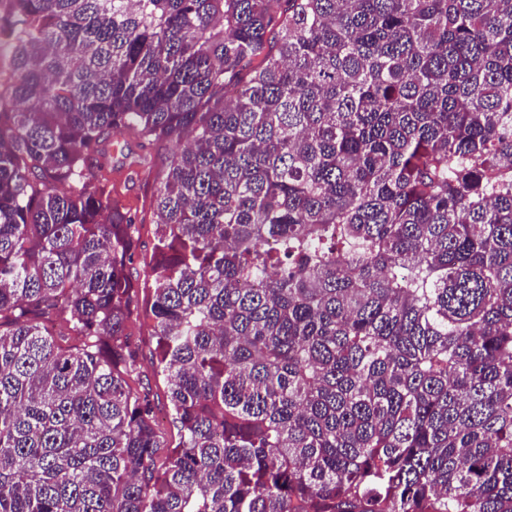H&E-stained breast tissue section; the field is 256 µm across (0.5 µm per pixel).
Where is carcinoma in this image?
Segmentation results:
<instances>
[{"mask_svg":"<svg viewBox=\"0 0 512 512\" xmlns=\"http://www.w3.org/2000/svg\"><path fill=\"white\" fill-rule=\"evenodd\" d=\"M7 49L0 512H512V0H0ZM121 145H128L138 151L137 142L133 135L125 134L117 139ZM120 144L112 145L106 159H100L104 164L101 171L112 183V196L119 201L124 211L134 220L137 231V251L131 265L132 279L142 281L145 264L150 261L155 230V215L152 208V196L162 177V159L170 152L169 148L161 147L152 152L151 161L136 168V174L130 175L127 166L122 165L119 152ZM131 341L139 351L138 369L131 377L130 384L139 394H149L155 399L156 419L158 428L167 446L173 447L179 440L178 430L171 423L168 409L165 405L164 392L166 381L163 376L154 372L155 343L152 339V321L141 311L140 304L134 312L131 324Z\"/></svg>","mask_w":512,"mask_h":512,"instance_id":"cac0c4a2","label":"carcinoma"}]
</instances>
